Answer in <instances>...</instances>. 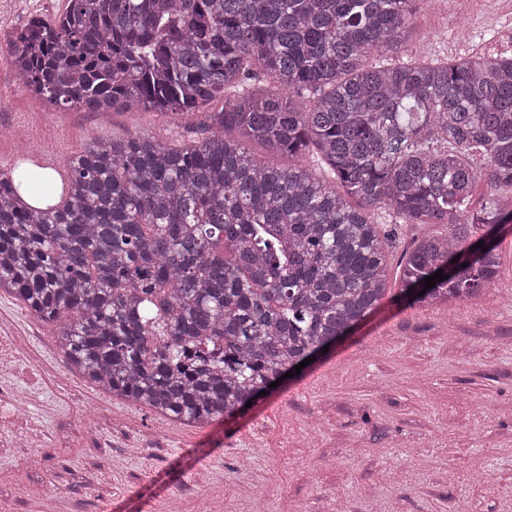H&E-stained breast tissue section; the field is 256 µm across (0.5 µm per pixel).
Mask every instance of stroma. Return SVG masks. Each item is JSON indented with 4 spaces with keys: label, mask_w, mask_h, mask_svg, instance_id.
<instances>
[{
    "label": "stroma",
    "mask_w": 512,
    "mask_h": 512,
    "mask_svg": "<svg viewBox=\"0 0 512 512\" xmlns=\"http://www.w3.org/2000/svg\"><path fill=\"white\" fill-rule=\"evenodd\" d=\"M66 0H0L10 28ZM408 55L512 51V10L419 0ZM494 40H487V32ZM172 125L148 111L78 112L23 89L0 42V169H57L93 140ZM495 285L455 308L384 298L327 353L245 414L156 416L71 368L49 327L0 292L44 438L0 455V512H512V223Z\"/></svg>",
    "instance_id": "obj_1"
}]
</instances>
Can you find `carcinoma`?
Wrapping results in <instances>:
<instances>
[{
	"label": "carcinoma",
	"mask_w": 512,
	"mask_h": 512,
	"mask_svg": "<svg viewBox=\"0 0 512 512\" xmlns=\"http://www.w3.org/2000/svg\"><path fill=\"white\" fill-rule=\"evenodd\" d=\"M417 2L67 0L30 19L7 42L25 89L181 133L92 142L44 207L0 170V291L90 384L193 424L242 412L374 310L399 224L446 231L413 241L394 298L490 287L512 206L469 203L482 177L512 192V54L368 62L409 43Z\"/></svg>",
	"instance_id": "obj_1"
}]
</instances>
